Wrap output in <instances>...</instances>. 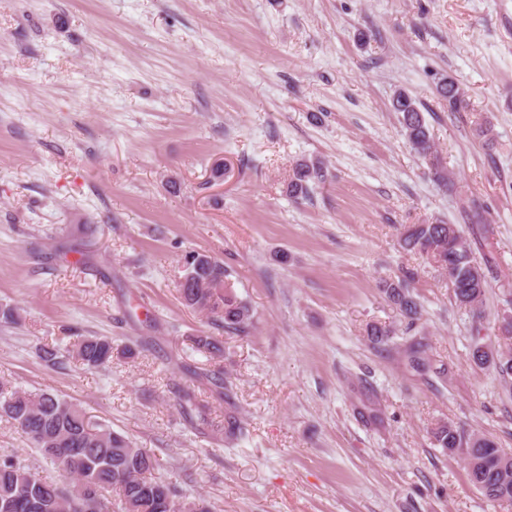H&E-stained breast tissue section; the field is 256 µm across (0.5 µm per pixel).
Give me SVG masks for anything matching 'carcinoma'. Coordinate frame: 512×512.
<instances>
[{
    "label": "carcinoma",
    "mask_w": 512,
    "mask_h": 512,
    "mask_svg": "<svg viewBox=\"0 0 512 512\" xmlns=\"http://www.w3.org/2000/svg\"><path fill=\"white\" fill-rule=\"evenodd\" d=\"M439 93L448 102V111L463 108L465 100L454 80L443 81ZM392 109L401 115L405 139L420 159L438 158L416 100L400 91L392 99ZM326 177L322 163H299L288 182V195L307 198L310 183L323 182ZM400 246L431 258L448 272L458 306L473 309L483 303L486 275L471 241L457 225L441 218L412 224L402 234ZM228 276L219 260L189 253L178 292L186 307L211 315L224 332L245 334L253 324V311L230 291ZM413 278L414 273L406 271L399 279L382 284L386 300L412 322L420 313L410 289ZM112 353V339L107 336H79L67 348V358L89 370L110 363ZM406 353L414 371L427 369L423 342H410ZM179 406L190 422L208 424V406L198 400L194 390L181 391ZM0 414L11 420L64 478L61 484L48 482L11 459L0 461V512H105L102 492L109 488L118 491L122 512H208L203 499H191L174 483L153 476L158 463L149 449L92 420L78 405L51 392H32L1 381ZM247 436V426L238 416L230 413L224 418V440L241 441ZM434 437L448 453L465 455L469 481L485 497L512 502V474L499 472L503 449L494 439L448 423L438 424Z\"/></svg>",
    "instance_id": "obj_1"
}]
</instances>
